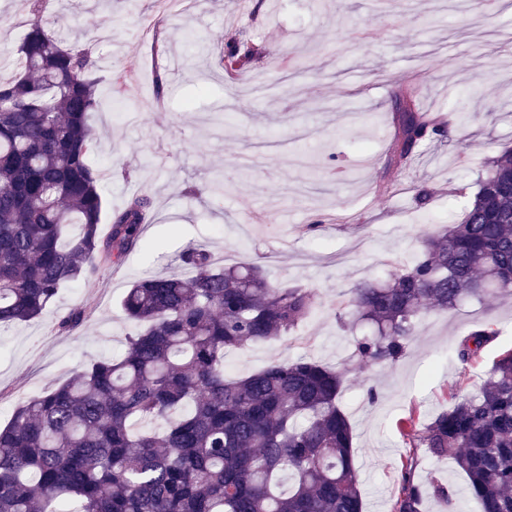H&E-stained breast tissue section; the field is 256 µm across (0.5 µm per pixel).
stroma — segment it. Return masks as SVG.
<instances>
[{"mask_svg":"<svg viewBox=\"0 0 512 512\" xmlns=\"http://www.w3.org/2000/svg\"><path fill=\"white\" fill-rule=\"evenodd\" d=\"M42 3L65 43L91 49L98 64L92 122L103 136L94 164L106 208L144 196L151 222L146 247L101 271L82 327L55 329L56 313L86 298L71 287L53 313L0 331V424L24 397L122 352L132 329L121 308L126 288L147 273L183 274L180 256L197 245L219 263H255L272 284L319 294L296 330L229 352L225 373L300 358L340 371L365 512H391L409 456L419 480L436 474L462 512H479L465 473L412 447L397 423L427 421L452 396L480 391L494 359L512 348V298L425 313L402 358L384 364L355 356L360 331L341 302L357 282L387 280L410 264L418 230L438 232L449 212L463 213L488 163L512 147V0H194L184 10L157 0ZM31 9L30 0H0V56L15 54ZM147 16L157 19L149 38ZM238 29L261 58L230 78L218 53ZM130 60L140 67L119 105L110 74ZM407 86L417 88L420 111L469 120L394 173L392 100ZM218 178L221 196L211 191ZM475 326L496 334L460 364L450 350Z\"/></svg>","mask_w":512,"mask_h":512,"instance_id":"stroma-1","label":"stroma"}]
</instances>
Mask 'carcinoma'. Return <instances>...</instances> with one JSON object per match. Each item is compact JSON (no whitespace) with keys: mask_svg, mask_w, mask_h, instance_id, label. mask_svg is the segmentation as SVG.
<instances>
[{"mask_svg":"<svg viewBox=\"0 0 512 512\" xmlns=\"http://www.w3.org/2000/svg\"><path fill=\"white\" fill-rule=\"evenodd\" d=\"M34 0L13 70L0 79V330L43 316L61 290L91 293L103 266L142 241L150 206L133 198L107 214L92 158L98 134L97 62L67 47ZM248 40L224 45V73L255 60ZM394 113L390 164L411 160L468 115L421 112L414 93ZM402 272L364 282L343 303L372 334L356 340L372 363L399 359L420 316L466 297L512 296V150L492 162L463 217L421 236ZM188 277L151 276L121 306L134 332L118 356L102 357L18 402L0 426V512H363L353 432L340 406L338 371L300 358L235 379L228 351L284 336L319 306L315 291L274 286L260 266H223L190 246ZM89 300L58 316L68 333L92 316ZM497 334L471 330L454 348L468 364ZM167 420L161 431L137 423ZM407 423L416 444L448 457L468 478L481 512H512V349L478 395L461 397L428 423ZM455 506L435 477L423 485L402 466L392 512H421L427 492Z\"/></svg>","mask_w":512,"mask_h":512,"instance_id":"carcinoma-1","label":"carcinoma"}]
</instances>
